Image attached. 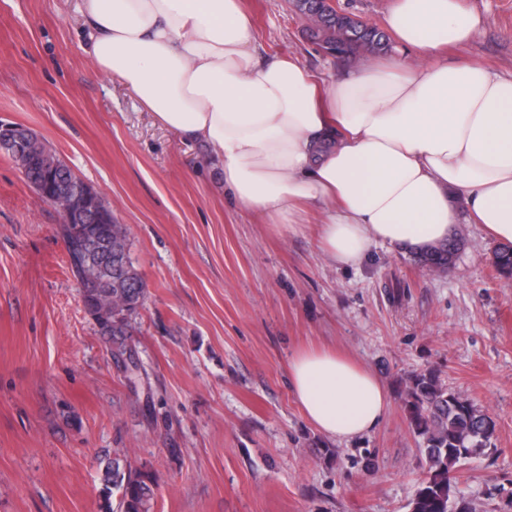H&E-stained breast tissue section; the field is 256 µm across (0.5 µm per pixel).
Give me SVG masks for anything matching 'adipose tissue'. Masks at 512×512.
Wrapping results in <instances>:
<instances>
[{
	"instance_id": "obj_1",
	"label": "adipose tissue",
	"mask_w": 512,
	"mask_h": 512,
	"mask_svg": "<svg viewBox=\"0 0 512 512\" xmlns=\"http://www.w3.org/2000/svg\"><path fill=\"white\" fill-rule=\"evenodd\" d=\"M82 14L97 70L203 143L246 210L282 233L317 220L331 264L438 243L463 217L512 245V75L443 59L482 26L463 0H396L385 27L402 57L365 56L328 78L261 59L241 0H83ZM288 375L332 439L369 433L389 404L380 379L334 348L299 351Z\"/></svg>"
}]
</instances>
